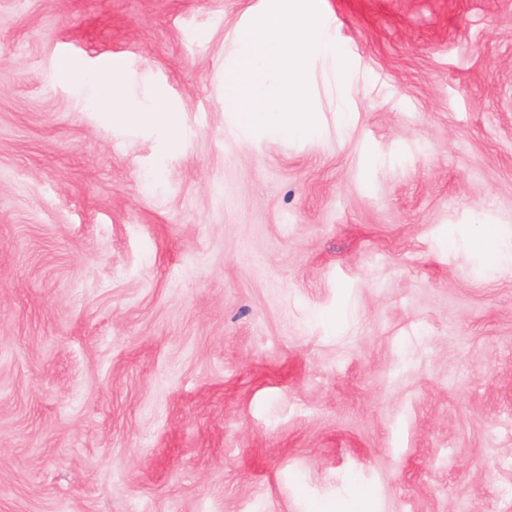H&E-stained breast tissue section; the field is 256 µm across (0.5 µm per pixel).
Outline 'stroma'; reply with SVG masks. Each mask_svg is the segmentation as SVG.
<instances>
[{"mask_svg":"<svg viewBox=\"0 0 512 512\" xmlns=\"http://www.w3.org/2000/svg\"><path fill=\"white\" fill-rule=\"evenodd\" d=\"M264 3L0 0V512H512V0H316L304 138L224 110ZM101 80L105 88L104 102L107 111L112 112L113 118L119 123L124 126L135 125L140 121V112H150L148 123L166 129L172 137L178 135L172 122V108L163 93H156L150 107L145 109L127 98L124 83L118 75L112 73L111 77V74H104ZM479 244L483 247L491 261L500 259L507 251L506 245L502 241L496 226L493 224L484 225L482 233L479 236Z\"/></svg>","mask_w":512,"mask_h":512,"instance_id":"35a3bbf8","label":"stroma"}]
</instances>
